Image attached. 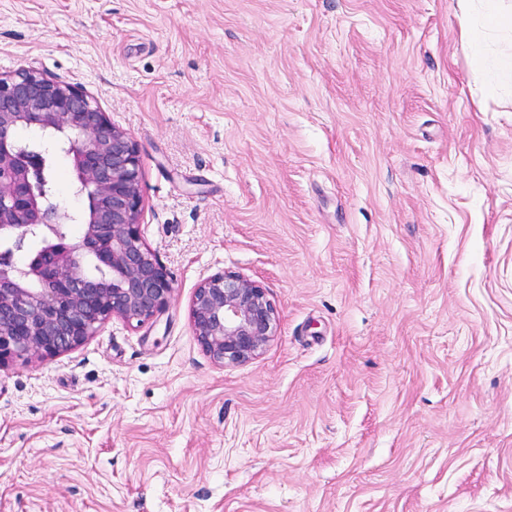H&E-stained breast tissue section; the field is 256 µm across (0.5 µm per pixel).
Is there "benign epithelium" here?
<instances>
[{
    "label": "benign epithelium",
    "mask_w": 512,
    "mask_h": 512,
    "mask_svg": "<svg viewBox=\"0 0 512 512\" xmlns=\"http://www.w3.org/2000/svg\"><path fill=\"white\" fill-rule=\"evenodd\" d=\"M56 154L70 159L75 207L42 188ZM140 180L136 143L83 90L35 70L0 74V365L57 356L113 318L143 324L166 310L174 284L141 235ZM28 238L41 247L19 261ZM191 321L221 366L257 357L277 330L264 289L231 272L196 288Z\"/></svg>",
    "instance_id": "7a95c632"
}]
</instances>
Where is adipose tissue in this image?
Listing matches in <instances>:
<instances>
[{"mask_svg":"<svg viewBox=\"0 0 512 512\" xmlns=\"http://www.w3.org/2000/svg\"><path fill=\"white\" fill-rule=\"evenodd\" d=\"M470 2L471 0H459L460 38L471 50V62L475 71H483L490 64L495 66L496 81L488 86L489 92L493 93L497 91L500 82L512 80V55H503L496 62H489L485 49V33L489 30L512 32V7L507 6L505 0H482L484 25L479 28L471 22Z\"/></svg>","mask_w":512,"mask_h":512,"instance_id":"obj_1","label":"adipose tissue"}]
</instances>
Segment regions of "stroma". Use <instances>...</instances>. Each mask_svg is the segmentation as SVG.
I'll return each instance as SVG.
<instances>
[{"instance_id":"1","label":"stroma","mask_w":512,"mask_h":512,"mask_svg":"<svg viewBox=\"0 0 512 512\" xmlns=\"http://www.w3.org/2000/svg\"><path fill=\"white\" fill-rule=\"evenodd\" d=\"M457 0H0L137 144L174 293L0 365V512H512V87ZM278 315L220 367L218 272ZM190 314L203 350L221 366L257 357L277 330V312L264 289L231 272L215 273L196 288Z\"/></svg>"}]
</instances>
